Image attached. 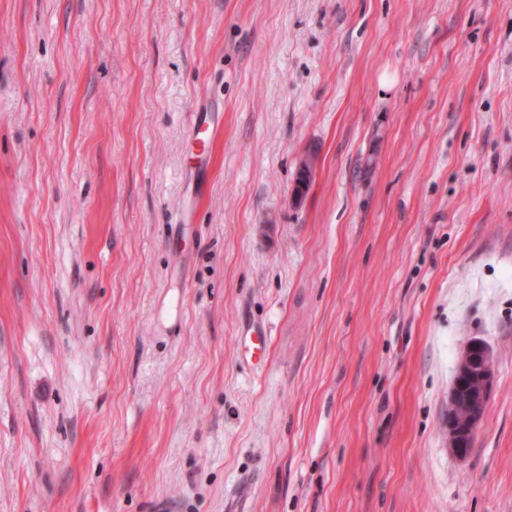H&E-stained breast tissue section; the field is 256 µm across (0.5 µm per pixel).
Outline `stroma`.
Here are the masks:
<instances>
[{
  "label": "stroma",
  "instance_id": "35a3bbf8",
  "mask_svg": "<svg viewBox=\"0 0 512 512\" xmlns=\"http://www.w3.org/2000/svg\"><path fill=\"white\" fill-rule=\"evenodd\" d=\"M159 507L512 512V0H0V512ZM269 336L266 329L254 324L243 328L242 337L238 341L240 357L246 361L255 359L256 365H261L268 356ZM495 384L494 362L480 340L460 352L448 401V447L465 456L470 439L483 420Z\"/></svg>",
  "mask_w": 512,
  "mask_h": 512
}]
</instances>
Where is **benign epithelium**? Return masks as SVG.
I'll return each instance as SVG.
<instances>
[{
	"label": "benign epithelium",
	"mask_w": 512,
	"mask_h": 512,
	"mask_svg": "<svg viewBox=\"0 0 512 512\" xmlns=\"http://www.w3.org/2000/svg\"><path fill=\"white\" fill-rule=\"evenodd\" d=\"M494 384L495 368L489 348L480 340L469 341L460 352L448 401V447L456 455H467Z\"/></svg>",
	"instance_id": "7a95c632"
}]
</instances>
